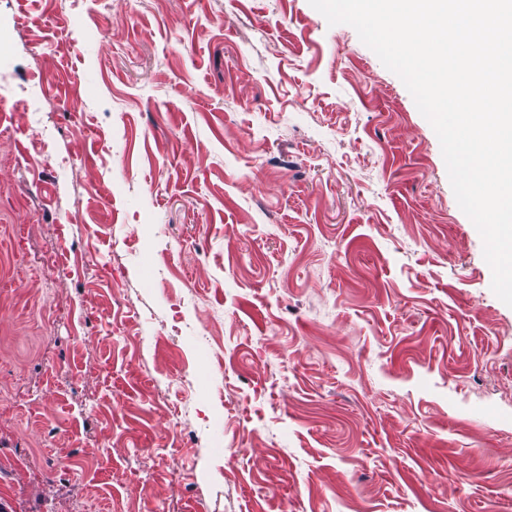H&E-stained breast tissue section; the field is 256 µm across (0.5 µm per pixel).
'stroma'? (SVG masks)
I'll return each instance as SVG.
<instances>
[{
  "label": "stroma",
  "mask_w": 512,
  "mask_h": 512,
  "mask_svg": "<svg viewBox=\"0 0 512 512\" xmlns=\"http://www.w3.org/2000/svg\"><path fill=\"white\" fill-rule=\"evenodd\" d=\"M491 282L308 0H0V512H512Z\"/></svg>",
  "instance_id": "35a3bbf8"
}]
</instances>
